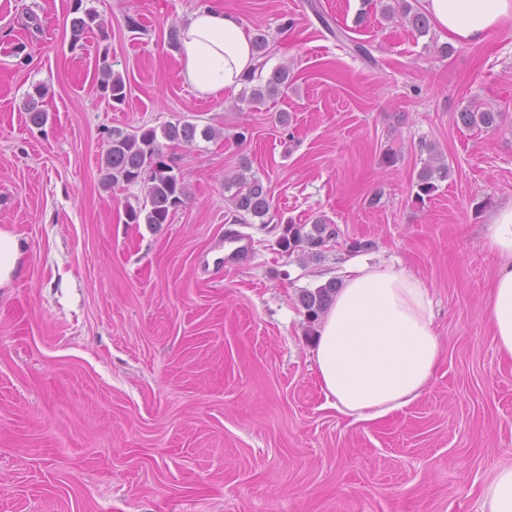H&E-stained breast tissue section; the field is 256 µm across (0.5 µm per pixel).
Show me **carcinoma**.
I'll list each match as a JSON object with an SVG mask.
<instances>
[{
    "mask_svg": "<svg viewBox=\"0 0 512 512\" xmlns=\"http://www.w3.org/2000/svg\"><path fill=\"white\" fill-rule=\"evenodd\" d=\"M70 19V48L83 45V40L93 28L99 26L98 15L92 9L82 6V0H74ZM401 13L419 34L428 32L431 20L421 9L413 7L402 0ZM256 51V69L263 70L269 54V36L261 31L254 35ZM288 68L277 67L273 70L266 83L252 85L255 74L245 77V84L240 100H249L261 104L274 97L288 87ZM101 94L116 104L125 102L128 87L122 76L112 72L109 64H104L103 77L100 81ZM45 95L43 88L35 89V95L29 96L26 102L29 122L41 127L47 122V115L39 107V98ZM500 113L481 105H470L458 112L457 121L471 128L491 129L497 126ZM216 131L209 125L199 127L188 120L170 122L161 130L142 128L134 133L114 131L109 134L107 148L101 165L102 184L108 188L117 185L142 184L145 187V200L126 211V223L144 224L152 231L159 230L163 225L171 223L179 207L186 198V186L183 178L174 173V168L163 160L161 145L158 138L169 142L193 144L197 137L210 139ZM450 167L439 157L433 163H427L418 174L415 183V201L425 202L437 189V181L448 178ZM226 188L234 190L231 202L234 208V224L246 223V217H266L271 208L270 198L263 183L258 179H247L243 175L226 178ZM338 236L337 226L318 219L314 224H296L288 221L282 227L281 235L276 240L279 249L292 255L296 252H308L312 255L320 253L321 248ZM337 283L331 280L314 289L301 290L300 302L309 323L317 322L332 300Z\"/></svg>",
    "mask_w": 512,
    "mask_h": 512,
    "instance_id": "carcinoma-1",
    "label": "carcinoma"
}]
</instances>
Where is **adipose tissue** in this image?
<instances>
[{"instance_id":"obj_1","label":"adipose tissue","mask_w":512,"mask_h":512,"mask_svg":"<svg viewBox=\"0 0 512 512\" xmlns=\"http://www.w3.org/2000/svg\"><path fill=\"white\" fill-rule=\"evenodd\" d=\"M449 39L483 42L512 19V0H421ZM180 75L197 96L219 99L241 89L255 65L252 37L236 13L201 7L180 25ZM487 245L499 258L486 309L493 343L512 360V203L489 220ZM441 354L430 290L402 267H350L321 317L311 346L328 407L353 421L403 409L425 392Z\"/></svg>"}]
</instances>
